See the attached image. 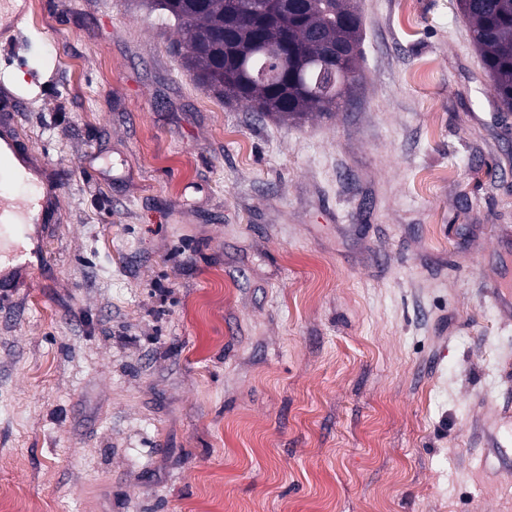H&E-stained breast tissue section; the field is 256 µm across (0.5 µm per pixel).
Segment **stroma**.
I'll return each mask as SVG.
<instances>
[{
    "mask_svg": "<svg viewBox=\"0 0 512 512\" xmlns=\"http://www.w3.org/2000/svg\"><path fill=\"white\" fill-rule=\"evenodd\" d=\"M359 80L225 101L142 0H30L59 193L0 303L23 512H512V112L456 0H358Z\"/></svg>",
    "mask_w": 512,
    "mask_h": 512,
    "instance_id": "stroma-1",
    "label": "stroma"
}]
</instances>
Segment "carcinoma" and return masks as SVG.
Listing matches in <instances>:
<instances>
[{"mask_svg":"<svg viewBox=\"0 0 512 512\" xmlns=\"http://www.w3.org/2000/svg\"><path fill=\"white\" fill-rule=\"evenodd\" d=\"M172 16L190 53L185 65L202 85L226 100H245L252 111L283 120L333 112L349 88H317L324 69L337 67L336 47L356 51L344 68L357 74L362 20L356 0H272L269 12L250 0H148ZM471 24L497 99L512 111V0H457Z\"/></svg>","mask_w":512,"mask_h":512,"instance_id":"cac0c4a2","label":"carcinoma"}]
</instances>
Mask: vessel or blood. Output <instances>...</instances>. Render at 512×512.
Returning a JSON list of instances; mask_svg holds the SVG:
<instances>
[{
    "label": "vessel or blood",
    "instance_id": "obj_1",
    "mask_svg": "<svg viewBox=\"0 0 512 512\" xmlns=\"http://www.w3.org/2000/svg\"><path fill=\"white\" fill-rule=\"evenodd\" d=\"M24 13L19 0H0V31L14 29ZM4 173L16 176L24 191L0 197V247L9 242L15 245L11 264H0V285L44 263L46 254L39 242V229L48 205L47 196L38 190L40 168L10 132L1 130L0 175Z\"/></svg>",
    "mask_w": 512,
    "mask_h": 512
}]
</instances>
